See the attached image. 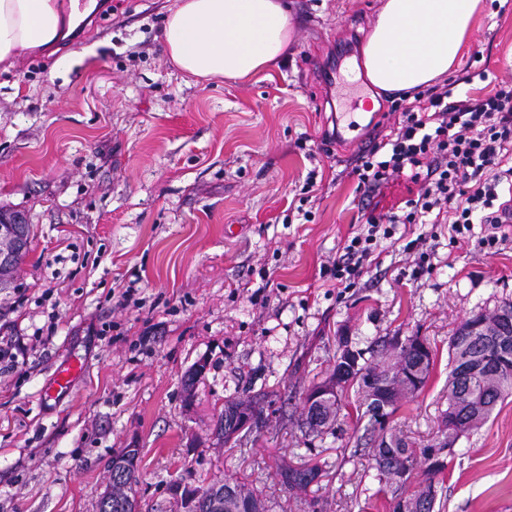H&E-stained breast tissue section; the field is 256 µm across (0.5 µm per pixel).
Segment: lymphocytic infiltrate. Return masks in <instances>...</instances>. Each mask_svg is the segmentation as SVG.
Wrapping results in <instances>:
<instances>
[{"instance_id": "1", "label": "lymphocytic infiltrate", "mask_w": 512, "mask_h": 512, "mask_svg": "<svg viewBox=\"0 0 512 512\" xmlns=\"http://www.w3.org/2000/svg\"><path fill=\"white\" fill-rule=\"evenodd\" d=\"M388 112L395 117L388 134L354 155L350 174L366 197L397 180L418 184L419 192L400 215L365 209L362 228L329 269L336 289L356 285L379 240L392 238L399 224L447 225L457 247L476 224L488 246L507 239L512 198L501 200L499 188L512 187V81L460 100L450 85L434 86L411 103L392 100Z\"/></svg>"}]
</instances>
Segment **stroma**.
Returning <instances> with one entry per match:
<instances>
[{
  "label": "stroma",
  "instance_id": "stroma-1",
  "mask_svg": "<svg viewBox=\"0 0 512 512\" xmlns=\"http://www.w3.org/2000/svg\"><path fill=\"white\" fill-rule=\"evenodd\" d=\"M382 2L287 0V59L246 82L195 83L169 63L161 32L176 0H97L91 23L54 54L0 70V210L33 226L0 289V325L24 338L57 316L22 370L0 373V512H97L108 461L133 446L142 512H172L168 485L180 476L244 483L274 512H390L359 421L364 395L348 389L335 433L319 436L297 425L303 396L341 340L380 364L395 356L392 337L423 336L430 377L390 429L413 448L436 443L451 336L512 301V240L492 250L476 228L458 249L446 225L399 224L357 287H323L359 222L347 161L391 123L362 55ZM481 70L512 76V5L475 20L457 94L479 95ZM373 98L357 126L337 125ZM333 130L340 138L324 143ZM313 170L323 179L309 193ZM421 233L420 265L406 246ZM131 284L138 306L116 309ZM258 289L264 301L252 300ZM73 357L84 371L69 395L44 402ZM202 358L190 401L184 377ZM259 390L274 402L261 435L242 451L216 444L225 400ZM302 456L326 474L286 491L275 464ZM446 462L434 512H512V396Z\"/></svg>",
  "mask_w": 512,
  "mask_h": 512
}]
</instances>
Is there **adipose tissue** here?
I'll return each instance as SVG.
<instances>
[{"label": "adipose tissue", "instance_id": "adipose-tissue-1", "mask_svg": "<svg viewBox=\"0 0 512 512\" xmlns=\"http://www.w3.org/2000/svg\"><path fill=\"white\" fill-rule=\"evenodd\" d=\"M481 3L385 0L363 48L369 82L407 92L453 74ZM92 8L91 0H0V63L52 47ZM162 39L188 80H244L287 57L292 25L282 0H178Z\"/></svg>", "mask_w": 512, "mask_h": 512}]
</instances>
